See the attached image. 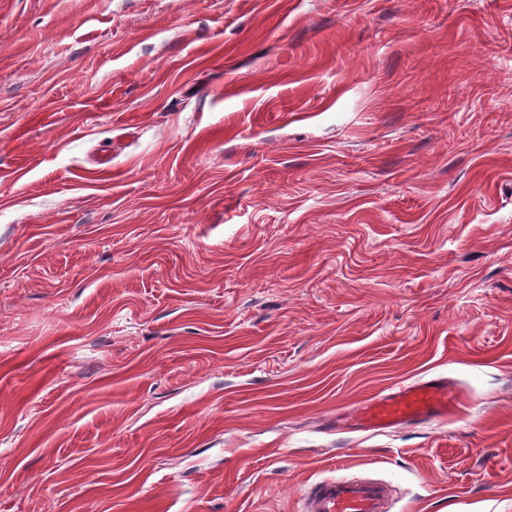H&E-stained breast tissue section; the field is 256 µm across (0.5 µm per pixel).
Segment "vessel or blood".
Returning <instances> with one entry per match:
<instances>
[{
    "mask_svg": "<svg viewBox=\"0 0 512 512\" xmlns=\"http://www.w3.org/2000/svg\"><path fill=\"white\" fill-rule=\"evenodd\" d=\"M459 400L441 376L389 387L354 404L336 418L340 428L388 432L421 423L447 421ZM387 487L375 480L341 477L306 487L299 512H385Z\"/></svg>",
    "mask_w": 512,
    "mask_h": 512,
    "instance_id": "1",
    "label": "vessel or blood"
}]
</instances>
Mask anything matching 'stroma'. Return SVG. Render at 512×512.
Returning <instances> with one entry per match:
<instances>
[{
	"label": "stroma",
	"mask_w": 512,
	"mask_h": 512,
	"mask_svg": "<svg viewBox=\"0 0 512 512\" xmlns=\"http://www.w3.org/2000/svg\"><path fill=\"white\" fill-rule=\"evenodd\" d=\"M366 476L512 512V0H0V512ZM458 397L441 376L389 387L336 416V429L388 432L421 423H441L458 406Z\"/></svg>",
	"instance_id": "obj_1"
}]
</instances>
